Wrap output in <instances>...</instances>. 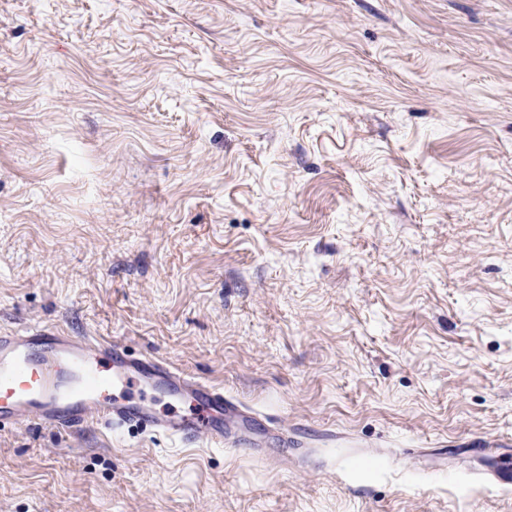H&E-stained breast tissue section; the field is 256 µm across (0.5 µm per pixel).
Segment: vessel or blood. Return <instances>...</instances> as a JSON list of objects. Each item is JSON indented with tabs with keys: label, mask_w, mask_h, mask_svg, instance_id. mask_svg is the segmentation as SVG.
I'll use <instances>...</instances> for the list:
<instances>
[{
	"label": "vessel or blood",
	"mask_w": 512,
	"mask_h": 512,
	"mask_svg": "<svg viewBox=\"0 0 512 512\" xmlns=\"http://www.w3.org/2000/svg\"><path fill=\"white\" fill-rule=\"evenodd\" d=\"M187 401L199 413L156 409L160 400ZM252 421L253 412L223 388L184 374L165 360L131 356L119 344L72 336L52 326L0 332V429L37 424L68 433L88 422L110 430L141 429L183 443L224 442V419ZM488 460L485 480L512 484V443H466Z\"/></svg>",
	"instance_id": "vessel-or-blood-1"
}]
</instances>
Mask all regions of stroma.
Wrapping results in <instances>:
<instances>
[{"instance_id":"35a3bbf8","label":"stroma","mask_w":512,"mask_h":512,"mask_svg":"<svg viewBox=\"0 0 512 512\" xmlns=\"http://www.w3.org/2000/svg\"><path fill=\"white\" fill-rule=\"evenodd\" d=\"M150 353L221 447L0 430V512H512V0H0V331ZM512 443L501 441L490 444L486 441H473L465 444V452L470 456L486 459L489 466L481 473L485 480L497 486L512 484Z\"/></svg>"}]
</instances>
